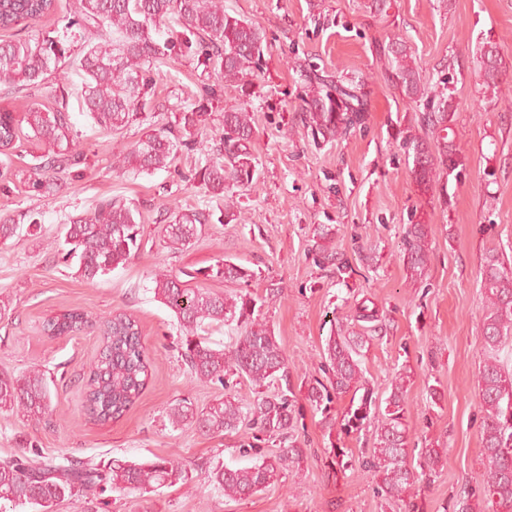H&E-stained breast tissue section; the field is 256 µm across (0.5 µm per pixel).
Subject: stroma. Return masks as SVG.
<instances>
[{"mask_svg": "<svg viewBox=\"0 0 512 512\" xmlns=\"http://www.w3.org/2000/svg\"><path fill=\"white\" fill-rule=\"evenodd\" d=\"M224 0L226 12L258 24L266 34L262 68L244 88L201 73L185 58L161 65L155 97L217 89L198 131L215 137L225 110L246 108L256 134L252 151L258 183L240 193V222L207 225L189 246L172 247L160 215L202 208L208 195L191 177L196 155L154 174L118 167L143 127L111 133L86 114H71L83 153L70 168L66 194L33 191V164L46 152L27 137L15 143L10 180H0V216L21 220L22 230L0 240V293L12 300L0 317V371H45L52 410L40 422L0 413V461L21 450L63 465L90 459H174L193 480L157 491H109L98 512H402L386 499L378 476L361 465L373 446L371 429L344 434L328 429L305 399L308 380L322 378L329 337L370 330L362 367L377 399L406 374L405 424L419 447L438 442L443 465L418 485L419 512H444L480 492L485 472L483 414L477 380L485 358L484 292L480 267L488 250L512 265V0ZM410 47L427 86L447 81L457 109L455 142L463 160L442 176L446 198L421 191L412 180L399 132L417 130L418 114L385 78L377 48L393 36ZM492 43L504 75L497 93L479 77V48ZM340 75L364 83L368 119L349 136L324 141L305 122L304 75ZM117 198L141 215L139 251L125 265L86 284L61 245L67 215ZM37 231H27L30 221ZM429 229L430 260L413 275L404 260L407 225ZM341 258L344 269L322 263L319 246ZM228 260L253 271L249 281L210 277ZM190 274V287L224 296L261 298L257 318L273 330L288 355L301 417L297 435L307 452L300 468L244 500L226 499L205 483L201 465H249L240 444L254 432L207 434L196 426L174 429L167 417L181 400L205 407L223 394L202 383L181 358L183 336L173 312L152 291L158 274ZM378 321L361 325L360 306ZM79 308L90 324L67 336L47 335L48 319ZM116 312L139 323L151 376L134 406L105 424L86 414L91 366L101 347V321ZM438 402H431V392ZM344 449L353 468L334 463Z\"/></svg>", "mask_w": 512, "mask_h": 512, "instance_id": "stroma-1", "label": "stroma"}]
</instances>
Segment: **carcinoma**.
I'll return each instance as SVG.
<instances>
[{
	"label": "carcinoma",
	"instance_id": "carcinoma-1",
	"mask_svg": "<svg viewBox=\"0 0 512 512\" xmlns=\"http://www.w3.org/2000/svg\"><path fill=\"white\" fill-rule=\"evenodd\" d=\"M55 12V0H0V30L9 31L23 22L41 23ZM78 32H72V28ZM265 35L261 28L224 10V0H76L75 14L64 30L42 29L25 38L0 41V86L32 90L55 80L60 96L55 107L44 110L32 104L22 116L0 110V167L8 168L22 125L48 152L34 164V188L44 197H55L67 183L59 173L80 163L77 138L69 112V99L93 123L109 132L145 122L156 110L174 113L171 124L147 127L122 167L133 173H151L172 165L178 149L189 147L203 116L202 99L188 97L166 106L154 104L156 80L152 66L169 59L188 57L207 72L231 83L242 82L261 67ZM387 59V79L420 113L421 133L402 137L400 147L411 159L409 172L423 190L436 187L440 172L462 165L455 144L453 117L456 105L448 92V80L434 88L421 80L415 58L399 36L380 46ZM481 76L488 90L500 85V59L496 47L481 50ZM303 111L308 123L323 137L335 140L350 134L367 120L368 101L362 84L352 79L305 75ZM219 142L194 178L215 204L205 208L174 210L163 216L165 231L174 245L185 246L206 224L238 219L235 202L224 198L226 186L249 187L257 169L251 152L254 126L245 108L224 111ZM138 210L113 199L100 201L92 210L69 214L63 220V244L67 255L78 259L77 273L86 282L125 264L140 246ZM428 226L411 224L406 230L407 265L414 275L424 272L429 261ZM211 276L248 281L254 272L231 262L218 263ZM485 311L482 322L487 356L480 370L478 389L484 411L483 449L486 461L484 501L488 512H512V371L504 366L499 351L512 332V276L495 250L486 253L482 267ZM154 296L176 315L184 332L182 358L194 377L204 383L242 377L255 387V396L243 400L224 386V396L199 409L182 401L168 413L172 427L190 423L213 433L232 432L241 425L258 430L281 449L267 457L247 444L244 456L256 457L250 466L230 468L215 464L204 470V479L242 500L277 483L283 471L298 468L306 458L296 436L294 393L288 380V357L267 325L253 318L257 299L235 298L188 288L168 275L154 278ZM89 319L80 309L65 310L47 321L45 330L61 336L81 329ZM236 325L240 335L213 347L204 334L214 326ZM104 354L92 367L86 394V411L98 422L118 420L135 404L149 379L150 362L137 321L118 313L102 322ZM369 336H331L325 349L328 379L309 382L306 400L315 412L329 415L333 401L351 395L340 430L349 434L374 420V443L366 464L378 473L386 498L397 500L403 512H418V469L433 471L441 449L411 447L404 422V378L392 382L385 406L373 401L365 386L361 350ZM51 397L45 373L37 368L15 376L0 373V410L15 411L40 420L49 414ZM417 454L419 466L411 465ZM190 480L187 467L164 458L141 461L113 460L106 465L92 460L51 467L21 453L0 462V512H52L65 499L90 500L108 490L150 493Z\"/></svg>",
	"mask_w": 512,
	"mask_h": 512
}]
</instances>
